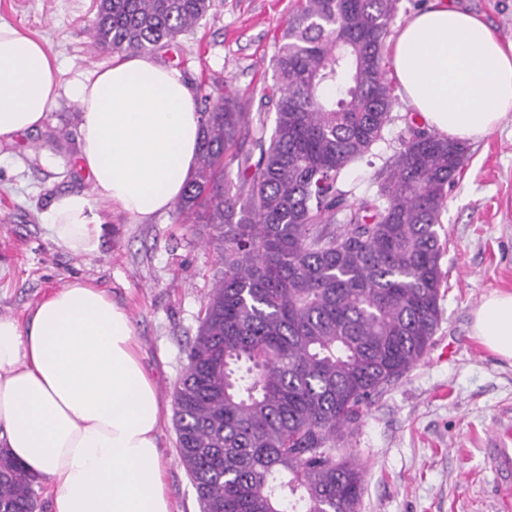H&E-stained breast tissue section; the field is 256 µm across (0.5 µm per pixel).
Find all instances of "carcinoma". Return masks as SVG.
<instances>
[{"mask_svg":"<svg viewBox=\"0 0 512 512\" xmlns=\"http://www.w3.org/2000/svg\"><path fill=\"white\" fill-rule=\"evenodd\" d=\"M398 0H301L249 118L201 100L203 138L176 211L209 224L224 273L174 391L178 458L201 512H359L365 467L336 456L372 403L427 354L442 319L438 226L468 148L418 125L374 198L343 177L394 105L384 49ZM213 0H99L93 47L149 53ZM252 138L259 158L234 151ZM237 162L247 191L224 180ZM37 477L0 448V512H42Z\"/></svg>","mask_w":512,"mask_h":512,"instance_id":"1","label":"carcinoma"}]
</instances>
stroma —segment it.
Returning <instances> with one entry per match:
<instances>
[{"mask_svg": "<svg viewBox=\"0 0 512 512\" xmlns=\"http://www.w3.org/2000/svg\"><path fill=\"white\" fill-rule=\"evenodd\" d=\"M512 44V0H457ZM296 0H214L196 28L152 51L191 88L220 79L243 111L274 119L261 90ZM97 0H0V22L23 27L62 63L61 83L89 75L113 54L92 46ZM77 104L61 96L38 131L0 145V316L26 321L72 279L102 288L129 312L146 371L167 411L159 430L172 512H200L180 464L174 387L200 324L203 304L224 269L212 226L183 224L175 212L139 222L112 213L98 253L57 249L41 220L65 193L91 190L77 166ZM397 98L371 163L352 165L350 203L377 191L376 166L401 146L417 119ZM446 274L443 320L427 355L373 403L351 445L367 466L361 512H512V472L497 469L512 446V362L482 346L472 312L493 291L512 292V114L470 144L467 167L440 218Z\"/></svg>", "mask_w": 512, "mask_h": 512, "instance_id": "obj_1", "label": "stroma"}]
</instances>
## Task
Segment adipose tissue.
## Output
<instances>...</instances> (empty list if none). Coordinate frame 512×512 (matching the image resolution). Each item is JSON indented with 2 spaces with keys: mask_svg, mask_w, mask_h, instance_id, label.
I'll return each mask as SVG.
<instances>
[{
  "mask_svg": "<svg viewBox=\"0 0 512 512\" xmlns=\"http://www.w3.org/2000/svg\"><path fill=\"white\" fill-rule=\"evenodd\" d=\"M393 75L432 130L468 142L512 113V46L473 13L434 0L399 30ZM54 55L0 24V144L42 128L60 94ZM77 160L92 189L43 215L52 243L90 256L109 212L146 220L181 197L197 159L201 118L187 84L148 56H116L75 80ZM473 334L512 361V292L473 313ZM162 403L124 307L72 280L27 322L0 317V440L34 476L54 482L51 512H170L158 431Z\"/></svg>",
  "mask_w": 512,
  "mask_h": 512,
  "instance_id": "adipose-tissue-1",
  "label": "adipose tissue"
}]
</instances>
